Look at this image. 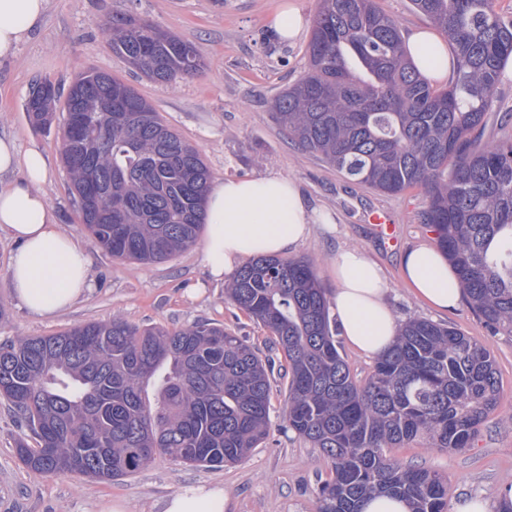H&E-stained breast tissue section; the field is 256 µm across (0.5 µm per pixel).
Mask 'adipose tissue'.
<instances>
[{
  "instance_id": "ef3b65f1",
  "label": "adipose tissue",
  "mask_w": 512,
  "mask_h": 512,
  "mask_svg": "<svg viewBox=\"0 0 512 512\" xmlns=\"http://www.w3.org/2000/svg\"><path fill=\"white\" fill-rule=\"evenodd\" d=\"M49 0H0V60L16 57L29 33L44 19ZM417 69L445 80L455 71L445 36L420 30L406 40ZM0 232L15 247L8 286L31 315L52 318L72 308L91 288V263L86 250L62 230L42 186L48 165L37 149L20 151L16 142L0 137ZM309 208L297 185L277 176L211 181L204 203L206 236L203 260L215 279L233 277L248 260L276 257L293 250L311 232L312 224L330 223ZM336 281L334 304L343 334L366 357L381 356L397 334L386 301L388 284L382 268L360 248L337 253L330 266ZM402 278L412 293L432 308L455 309L463 291L455 270L428 244L404 253ZM221 490L198 488L173 493L164 512H224Z\"/></svg>"
}]
</instances>
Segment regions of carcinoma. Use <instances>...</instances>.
<instances>
[{
	"label": "carcinoma",
	"mask_w": 512,
	"mask_h": 512,
	"mask_svg": "<svg viewBox=\"0 0 512 512\" xmlns=\"http://www.w3.org/2000/svg\"><path fill=\"white\" fill-rule=\"evenodd\" d=\"M457 58L439 88L403 52L397 19L376 0H320L307 71L274 101L272 118L302 150L346 180L384 193L420 188L421 222L457 272L463 295L493 334L512 335V128L500 121V72L512 20L497 0H411ZM112 51L148 79L204 69L189 40L126 14L100 22ZM59 91L36 84L32 125L51 128ZM61 153L90 235L115 259L154 263L194 244L211 171L134 88L82 74L64 103ZM226 300L269 333L288 365V428L322 450L331 478L319 512H362L376 494L410 512H447L442 476L385 453L418 437L471 445L497 404L494 357L474 338L424 319L405 322L362 383L341 356L314 262L261 257L241 267ZM272 363L215 323L140 329L119 316L0 343V395L37 436L17 444L40 476L112 481L158 454L222 467L270 431ZM153 385L150 404L145 387Z\"/></svg>",
	"instance_id": "cac0c4a2"
}]
</instances>
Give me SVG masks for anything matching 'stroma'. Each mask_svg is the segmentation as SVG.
Instances as JSON below:
<instances>
[{
	"label": "stroma",
	"mask_w": 512,
	"mask_h": 512,
	"mask_svg": "<svg viewBox=\"0 0 512 512\" xmlns=\"http://www.w3.org/2000/svg\"><path fill=\"white\" fill-rule=\"evenodd\" d=\"M284 0H49L42 23L15 59L0 62V137L21 148H37L48 162L44 185L59 224L91 258L93 287L67 312L44 319L28 314L7 281L12 241L0 233V342L45 336L87 322L120 316L142 328H181L196 322L224 325L258 346L276 363L271 379L268 438L244 460L222 468L194 466L156 456L133 475L101 483L79 474L41 477L17 458L18 439L31 433L0 397V512H101L108 501L126 512H161L165 499L190 487L220 489L225 512H319L320 487L330 477L321 449L283 426L284 359L267 331L224 297L225 281L212 280L196 240L171 259L149 265L112 258L90 236L69 192L59 148L66 114L57 110L50 131L35 130L25 111L33 83L47 79L68 88L83 71L109 73L134 87L183 139L197 146L213 178L277 175L292 180L312 207L330 214L336 231L315 225L294 256L314 261L328 291L336 283L329 269L336 253L355 246L386 271L387 302L397 321L426 319L454 327L492 353L501 380L495 411L469 448L452 451L415 440L393 449L407 466L438 472L448 481V500L481 497L489 512H500L498 491L512 483V336L491 334L467 303L436 312L415 299L401 279L403 254L435 234L419 218L426 206L421 189L397 195L347 182L319 158L303 152L271 118L275 98L296 83L307 67L309 34L291 42L270 35L265 19ZM145 18L193 42L205 67L172 84L149 80L107 46L99 23L113 13ZM390 215L399 239L387 247L370 215Z\"/></svg>",
	"instance_id": "1"
}]
</instances>
